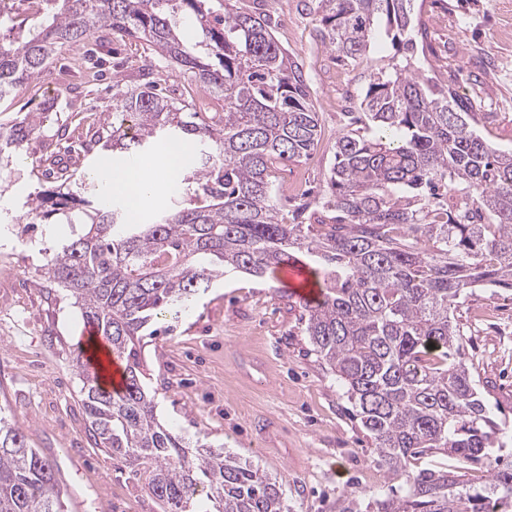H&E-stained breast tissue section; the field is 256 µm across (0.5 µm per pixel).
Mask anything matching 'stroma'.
I'll return each mask as SVG.
<instances>
[{
    "label": "stroma",
    "mask_w": 512,
    "mask_h": 512,
    "mask_svg": "<svg viewBox=\"0 0 512 512\" xmlns=\"http://www.w3.org/2000/svg\"><path fill=\"white\" fill-rule=\"evenodd\" d=\"M272 20L273 35L303 75L319 114L322 140L301 165L308 202H318L346 117L329 100L347 93L359 106L372 62L391 44L371 43L366 60L337 59L321 44L317 0H237ZM427 31L415 66L481 112V135L512 149V0H415ZM116 63L152 68L165 93H186L191 78L133 39L113 41ZM55 99L39 135L0 162V413L18 422L29 447L54 464L64 512H162L139 474L96 447L82 403L76 357L84 323L67 291L42 279V268L79 232L59 216L17 234L26 201L53 189L46 152L80 145L111 112L112 78L84 83L79 53L59 57L50 75L18 88L0 125ZM277 275L227 272L199 291L162 333L143 339L140 359L158 419L182 435L249 460L279 485L290 512H339L344 499L368 504L392 484L341 383L317 359L301 310ZM483 397L512 420V296L476 291L455 313Z\"/></svg>",
    "instance_id": "35a3bbf8"
}]
</instances>
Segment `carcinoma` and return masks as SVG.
Listing matches in <instances>:
<instances>
[{"label": "carcinoma", "mask_w": 512, "mask_h": 512, "mask_svg": "<svg viewBox=\"0 0 512 512\" xmlns=\"http://www.w3.org/2000/svg\"><path fill=\"white\" fill-rule=\"evenodd\" d=\"M0 0V100L96 34L143 42L224 98V111L198 112L162 95L139 70L117 88L119 116L97 131L107 173L119 156L162 143L204 146L183 174L189 197L148 220L123 205L56 191L27 203L30 221L82 207L84 230L46 264L45 281L69 292L85 325L126 359L119 394L87 362L76 363L96 447L137 468L163 512H284L279 487L251 463L163 426L139 359L149 326L186 307L224 270L262 277L307 257L319 297L297 298L305 332L336 375L369 433L390 487L373 512H512L508 428L470 376L453 313L477 288L512 291V150L475 128L478 113L452 87L413 67V33H425L414 0H318L324 47L358 61L376 37L395 54L371 66L360 111L334 144L317 209L280 213L275 173L308 158L321 140L302 66L277 44L268 18L224 0H41L43 20ZM189 16L200 40L181 39ZM46 110L27 112L0 140L10 157L39 133ZM53 202L54 209H44ZM486 469L483 485L459 465ZM0 512H63L53 463L26 445L17 422L0 417Z\"/></svg>", "instance_id": "1"}]
</instances>
